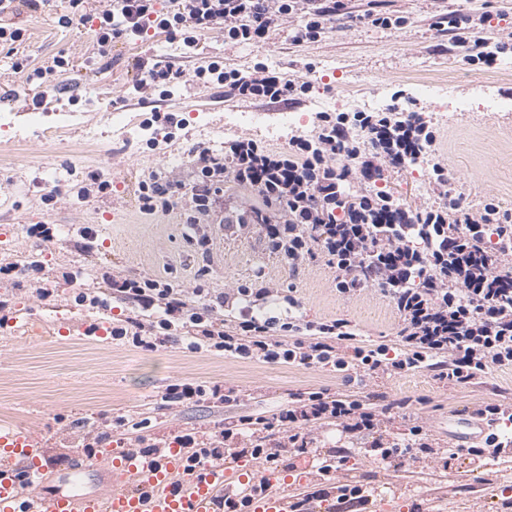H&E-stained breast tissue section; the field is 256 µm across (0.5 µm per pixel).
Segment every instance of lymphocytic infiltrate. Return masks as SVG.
Returning <instances> with one entry per match:
<instances>
[{"mask_svg":"<svg viewBox=\"0 0 512 512\" xmlns=\"http://www.w3.org/2000/svg\"><path fill=\"white\" fill-rule=\"evenodd\" d=\"M86 0H70L71 14L61 16L67 26L96 21L99 55H107L120 39H142L154 31L189 49H197L203 36L217 30L225 42L257 44L272 27L291 24L297 43H316L333 29L346 8L345 0H108L106 9L88 13ZM446 35L469 65L489 69L505 54H512V32L493 33L490 12L471 8L443 12L432 24ZM141 78L133 85L144 104L163 101L183 80L172 63L142 59ZM196 84L223 89L226 96L243 102L297 104L308 97L312 84L303 77L285 76L264 62L249 73L208 58L197 66ZM318 132L311 139H295L274 150L241 136L225 142L223 152L197 144L179 172L150 175L138 185V206L154 215L181 209L187 223L206 225L224 214V186L233 182L258 189L262 207L235 210L232 233L255 235L266 250L280 257L289 270L323 257L336 261V178H377L371 165L400 167L405 157L383 150L380 138L364 143L349 132H337L336 115L317 116ZM344 164H337V155ZM191 192L178 195L183 185ZM477 212H457L451 204L427 207L407 215L397 234L379 245L383 263L396 255L408 256L423 275L421 288H388L402 319L395 348L364 344L349 321L330 318L304 322L297 312L302 302L296 287L276 290L260 278L231 281L214 292L206 281L189 288L172 280L145 275L102 272L101 293L78 292L75 301L102 311L111 303L124 311L112 321L113 341L136 351H155L172 343L184 352L209 353L240 361L318 367L342 373L347 385L361 387L369 373L403 374L417 370L457 386H465L494 366L512 365V290L465 288L448 283V258L436 251L433 234L418 230L429 219L451 224H473ZM167 406L209 402L218 408L240 402L235 389L211 380L180 381L165 387ZM403 400L380 404L358 395L333 397L326 390L293 394L272 415L239 416L212 434L193 431L175 439L188 462L200 465L227 457L265 463L276 470L284 456L312 453L319 429L329 425L343 432L370 437L368 455L399 468L417 461L447 467L451 456L433 446L423 426H412L407 436L394 438L382 428L383 418L406 408ZM486 428L479 457H499L512 447V407L488 403L476 409Z\"/></svg>","mask_w":512,"mask_h":512,"instance_id":"f902f5d3","label":"lymphocytic infiltrate"}]
</instances>
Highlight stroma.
I'll list each match as a JSON object with an SVG mask.
<instances>
[{
    "instance_id": "stroma-1",
    "label": "stroma",
    "mask_w": 512,
    "mask_h": 512,
    "mask_svg": "<svg viewBox=\"0 0 512 512\" xmlns=\"http://www.w3.org/2000/svg\"><path fill=\"white\" fill-rule=\"evenodd\" d=\"M368 3L348 0V16L314 44L293 42L284 25L252 46L225 43L213 31L205 37L202 55L192 57L162 35L116 43L107 57H100L90 27L60 24V16L71 11L69 0H50L38 12L0 18L23 28L15 57L29 67L62 51L75 55L73 93L48 96L36 107L31 103L34 85L25 74L12 71V59L0 53V83L11 92L9 100L0 99V113H7L11 121L9 129L0 130V263L36 259L45 267L43 276L0 290V296L12 303L9 321L0 327V423L40 444L48 465L45 487L67 488L70 467L58 458L81 457V436L102 410L148 419L147 437L170 440L183 431L211 433L241 413L272 411L292 393L318 387L333 393L345 390L341 374L321 368L189 354L175 344L138 352L113 343L108 335L86 337L84 327L111 321L109 315L75 301L77 292L95 289L98 267L155 275L186 287L203 275L217 292L231 280L258 273L271 288L295 285L304 320L342 318L372 343L391 347L396 342L401 320L388 298L372 288L349 298L338 295L336 272L324 259L294 275L258 239L231 235L214 224L209 229L211 244L203 249L191 239L180 210L155 215L140 211L137 189L145 171L181 167L194 142L221 149L225 113L275 110L271 104L237 101L225 97L221 89L195 84L193 71L203 57L220 56L226 66L243 72L258 60L289 75L311 72L315 88L298 104L301 112H333L339 101L367 92L408 111L463 113V120L441 132L439 161L472 198L494 197L512 209V168L503 163L504 157L512 156V122L474 118L485 111L486 99L512 102V57L481 72L441 42L431 26L433 16L459 9L463 0H385L388 9L412 17L411 24L393 31L363 21ZM147 57L172 62L184 72L171 98L160 102V111L200 113L209 131L189 123L178 140L155 150L115 135L113 113L128 122L148 113L133 91L140 75L136 63ZM329 62L339 65L340 73L324 71ZM486 78L492 84L483 97L475 93L473 83ZM429 82L436 85L433 95L414 96L416 85ZM69 112L77 113V122L47 139V128L58 125ZM102 168L111 173L112 192L78 198L76 190L86 173ZM383 184L410 208H424L433 201L405 168H385ZM54 188L60 195L49 208L41 197ZM28 224H52L57 233L49 242L29 240L24 234ZM83 226L99 228L100 249L88 253L78 248L75 230ZM69 267L81 269V278L70 286L56 283V273ZM40 288L53 289L50 301L37 299ZM196 379L221 381L239 390L244 396L239 411L220 410L206 402L163 405L160 396L167 384ZM365 390L410 400L407 415L385 419L387 432L402 434L413 419L441 448L478 447L483 433L474 412L490 402L512 403V367L491 368L465 387L430 372H378L367 375ZM318 446L325 453L341 452V481L360 480L376 490L379 512H409L415 504L420 512H500L502 499L512 496V452L495 460L463 455L445 470L418 463L395 469L375 464L359 443L349 442L333 427L320 433Z\"/></svg>"
}]
</instances>
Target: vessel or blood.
Returning a JSON list of instances; mask_svg holds the SVG:
<instances>
[{
	"label": "vessel or blood",
	"instance_id": "1",
	"mask_svg": "<svg viewBox=\"0 0 512 512\" xmlns=\"http://www.w3.org/2000/svg\"><path fill=\"white\" fill-rule=\"evenodd\" d=\"M42 474L41 450L22 433L0 426V512H216L224 495L250 497L249 512H289L286 491L275 476L257 478L226 460L188 471L186 457L172 447L143 456L126 450L112 461V487L100 493L57 492L25 498L20 472ZM265 490H258V483Z\"/></svg>",
	"mask_w": 512,
	"mask_h": 512
}]
</instances>
